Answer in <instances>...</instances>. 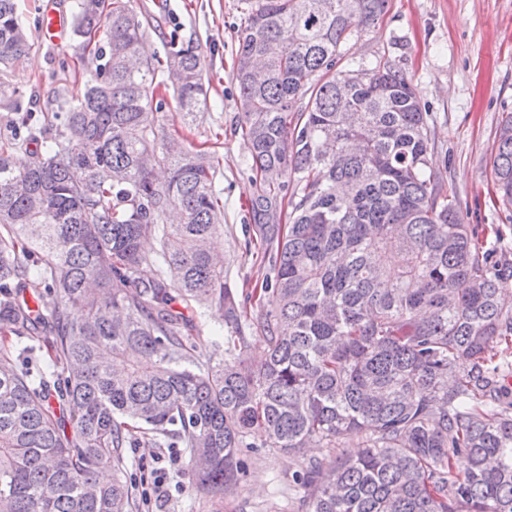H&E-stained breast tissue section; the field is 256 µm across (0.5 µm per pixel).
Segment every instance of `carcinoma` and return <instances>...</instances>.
Returning <instances> with one entry per match:
<instances>
[{
	"instance_id": "carcinoma-1",
	"label": "carcinoma",
	"mask_w": 512,
	"mask_h": 512,
	"mask_svg": "<svg viewBox=\"0 0 512 512\" xmlns=\"http://www.w3.org/2000/svg\"><path fill=\"white\" fill-rule=\"evenodd\" d=\"M130 2L74 0L83 88L36 117L10 81L29 34L16 0H0V109L24 128L0 146V335L52 328L62 368L53 385L0 348V512H134L135 431L181 443L203 493L235 484L253 432L288 454L356 437L359 455L295 474L308 512H512L498 364L512 350V269L486 237L502 232L465 223L429 170V112L408 74L388 59L340 65L342 43L388 0H250L238 30L250 210L271 271L248 296L267 342L256 367L242 335L213 362L187 354L191 320L174 305L241 317L210 249L220 156L156 125L158 72L191 114L202 61L173 38L165 60L142 57ZM492 167L512 205V115Z\"/></svg>"
}]
</instances>
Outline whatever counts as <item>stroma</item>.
Returning <instances> with one entry per match:
<instances>
[{"instance_id": "obj_1", "label": "stroma", "mask_w": 512, "mask_h": 512, "mask_svg": "<svg viewBox=\"0 0 512 512\" xmlns=\"http://www.w3.org/2000/svg\"><path fill=\"white\" fill-rule=\"evenodd\" d=\"M18 3L21 19L32 32V47L14 67L11 81L40 112L82 86L88 63L80 59L74 38L56 43L41 31L45 5L68 16L73 0ZM132 5L149 21L148 54L165 56L175 38L196 47L203 61L207 96L199 112L187 115L167 92L154 117L186 147L220 142L216 186L224 193V226L213 245L224 257L228 283L240 297H247L269 268L254 247L248 201L256 187L232 80L236 31L246 0H132ZM340 51L343 64L352 69L383 57L406 70L430 114L432 168L444 192L454 198L466 223L502 229L500 247L512 263V206L497 198L492 180L499 128L512 114V0H388L386 12L369 27L355 29ZM231 332L222 313L206 312L188 350L191 360L218 358L215 337ZM247 441L238 454L237 484L212 496L200 493L185 478V449L134 435L124 455L137 512H305L306 491L294 483V472L314 459L358 452L353 439L341 450L306 448L296 454L261 447L260 437L253 434ZM160 477L169 488L161 499L154 494Z\"/></svg>"}]
</instances>
